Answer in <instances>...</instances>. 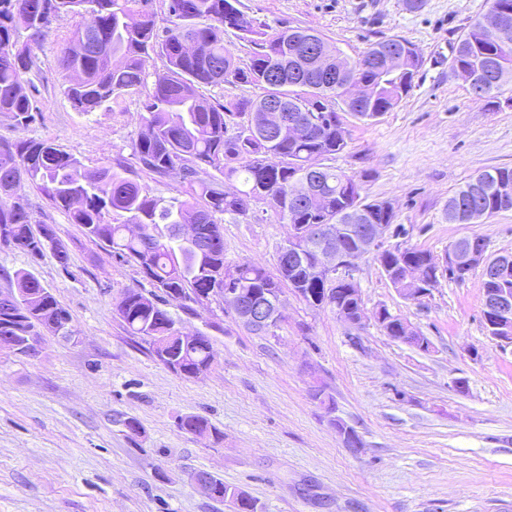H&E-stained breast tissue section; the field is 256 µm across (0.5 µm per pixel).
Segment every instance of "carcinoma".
<instances>
[{"instance_id": "obj_1", "label": "carcinoma", "mask_w": 512, "mask_h": 512, "mask_svg": "<svg viewBox=\"0 0 512 512\" xmlns=\"http://www.w3.org/2000/svg\"><path fill=\"white\" fill-rule=\"evenodd\" d=\"M240 0H167L165 25H160L153 0H0V114L16 126L34 122L38 111L33 93L26 92L25 76L35 65L32 45L61 16L89 20L77 25L57 57L63 92L80 112L97 111L106 102L138 90L146 81L153 57L165 60L166 74L157 78L144 103L142 127L132 144L139 166L135 171L120 162L87 166L50 139L22 141L0 139V249L18 250L33 258L51 250L66 267L69 253L51 224H34L24 198L23 182L36 187L51 205L68 213L82 227L91 243L123 263L136 265L154 287L124 290L113 304L116 316L131 336L149 345L150 351L172 372L196 378L211 366V338L196 333L182 339L179 320L165 306L176 304L194 313L192 301L213 294L224 298V289L238 288L243 298L275 296L292 290L313 308L325 301L337 305L341 315L352 318L359 307L358 285L334 286L314 277L300 263L282 264L277 249L275 270L251 261L224 260V216L232 219L272 211L304 234L319 224L345 223L346 211L362 212L361 224H392L394 213L387 201L362 195V182L328 164L347 146L336 131L341 116L336 111V64L326 68L309 54L310 29L284 26L268 33L269 25L244 12L238 37L249 44L247 62H240L224 45L228 10ZM93 30L96 35L80 50L71 45ZM404 55L403 71L389 74L366 67L387 53ZM490 45L472 23L448 39V68L467 81L477 62L488 56ZM496 73L484 81L482 92L468 87L473 99L490 108L512 104L499 100L501 88L512 82V47L497 53ZM423 61L414 45L403 37L371 44L353 62L355 76L377 87L369 103L349 105L347 112L359 120L373 121L398 107L414 87L413 78ZM253 86L255 98L223 103L224 85ZM218 90L206 95L204 88ZM270 96L288 98L299 112L295 116L309 127L296 140L279 131L258 129L263 101ZM183 170L182 191L168 199L151 193L139 172L159 178L174 167ZM321 182L312 198H290L305 176ZM512 210V168L486 170L448 198L446 215L459 224H476L501 211ZM432 260L426 251L409 247L386 251L380 259L387 267L399 260ZM477 260L453 277L464 280L481 269L483 300L501 288L512 291V267L501 262ZM16 290L0 293V336L16 344L39 331L72 339L71 316L54 295L29 273L16 276ZM178 428L185 433L214 434L199 415L181 416ZM192 481L204 485L203 495L224 501L241 494L217 476L197 471Z\"/></svg>"}]
</instances>
